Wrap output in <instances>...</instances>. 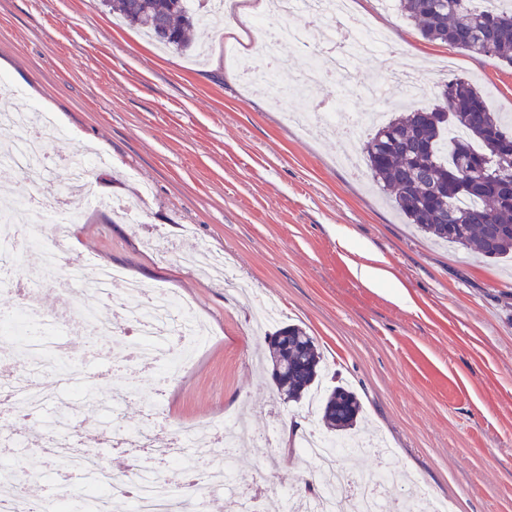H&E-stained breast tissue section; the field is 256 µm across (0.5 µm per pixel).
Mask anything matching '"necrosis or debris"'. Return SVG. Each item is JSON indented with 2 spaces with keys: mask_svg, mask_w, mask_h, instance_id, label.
<instances>
[{
  "mask_svg": "<svg viewBox=\"0 0 512 512\" xmlns=\"http://www.w3.org/2000/svg\"><path fill=\"white\" fill-rule=\"evenodd\" d=\"M272 15H288L291 24L272 27L265 22L255 26L266 59L263 70L243 69L244 81L271 97L287 102L295 88L279 82L285 65L279 54L281 44H288L295 55L305 59L302 69L305 87L312 88L328 80H344L347 73L368 56L389 51L385 33L368 25L349 10V0H271ZM309 16L322 24V45L312 49L300 16ZM52 124L50 114L35 106L10 113H0V131L7 133L10 146L0 152V168L18 172L33 186L31 195L21 202L0 205V289L12 291L16 283L8 273L30 244H38L41 263L30 278L31 290L59 286L75 303L76 316L90 322L97 336L106 338L128 327L132 335L126 347L131 357L146 368L161 367L162 381L179 372L191 360L197 345L206 335L204 323L196 319L188 305L176 293L166 289H146L127 279L118 268L91 271L89 265L73 261L62 263L60 242L45 232L47 221L63 222V207L47 209L40 187L46 171L43 141ZM26 215L27 225H18L19 215ZM55 325L50 315H40L31 299H22L11 319L0 321V334L10 337L17 349L22 371L0 386V408L15 417L32 420L40 431L39 444L45 453L66 459L80 484L56 496L49 512H70L73 502L88 503L90 512H111L113 500L125 499L132 512H203L206 502L221 490L234 469V450L241 441L260 444L262 436L235 426L221 431H202L184 426L169 434H149L140 429L113 428L107 446L140 450L157 463L177 462L187 478L188 493L173 492L169 481L160 474L126 468L110 469L99 457L88 453L83 436L70 428V398L57 401L53 416H46L48 396L30 379L31 373L54 371L65 377L71 371L62 358L61 340L34 337L36 323ZM226 449L223 468L201 466L207 446ZM301 453L317 464L314 494L306 496L274 486V493L289 503V512H386L388 476L358 477L338 464L342 448L310 434L303 438Z\"/></svg>",
  "mask_w": 512,
  "mask_h": 512,
  "instance_id": "necrosis-or-debris-1",
  "label": "necrosis or debris"
}]
</instances>
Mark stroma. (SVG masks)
Wrapping results in <instances>:
<instances>
[{"instance_id": "stroma-1", "label": "stroma", "mask_w": 512, "mask_h": 512, "mask_svg": "<svg viewBox=\"0 0 512 512\" xmlns=\"http://www.w3.org/2000/svg\"><path fill=\"white\" fill-rule=\"evenodd\" d=\"M353 7L402 49L352 71L358 108L392 112L400 89L387 86L370 104L360 93L384 84L385 70L412 64L431 87L425 105L459 76L482 89L493 111L512 113V65L427 41L380 0ZM254 17L246 10L195 30L208 48L198 62L160 48L100 0H0V76L10 83L0 94L16 107L38 106L57 126L45 144V203L70 184L68 157L91 147L108 160L90 174L98 198L132 207L124 215L67 202L70 257L177 292L208 328L154 414L130 399L118 423L166 433L244 416L272 441L242 449V477L308 491L314 467L292 443L324 427L303 405L279 399L262 363L265 339L252 333L250 315L271 299L281 322L316 338L325 385L358 394L365 439L389 449L385 458L346 455L347 469L388 463L452 512H512V261L422 235L371 185L362 158L340 162L336 136L289 125L245 84L241 69L264 64L259 44L235 64L224 46L252 34ZM203 248L222 255L253 293L187 262ZM364 266L388 271L389 280L366 284ZM66 329L73 372L86 383L104 394L132 381L154 388L157 373L142 365L92 359L88 322L75 318ZM0 424L28 442L0 447V467L13 470L28 496L46 490L41 472H67L64 460L42 456L30 422L8 416Z\"/></svg>"}]
</instances>
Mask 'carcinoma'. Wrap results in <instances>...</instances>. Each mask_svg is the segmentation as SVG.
Returning <instances> with one entry per match:
<instances>
[{"instance_id":"cac0c4a2","label":"carcinoma","mask_w":512,"mask_h":512,"mask_svg":"<svg viewBox=\"0 0 512 512\" xmlns=\"http://www.w3.org/2000/svg\"><path fill=\"white\" fill-rule=\"evenodd\" d=\"M186 0H102L108 11L161 44L191 47L199 19ZM402 16L429 41L512 64V8L483 12L471 0H396ZM512 125L492 111L471 81L444 83L432 108L415 105L379 125L363 143L373 180L394 192L408 223L432 239L484 258L512 256V196L493 186L512 169ZM271 378L282 400L301 401L319 383L323 357L316 339L299 325L266 336ZM327 430L356 436L362 412L357 394L336 386L319 404Z\"/></svg>"}]
</instances>
